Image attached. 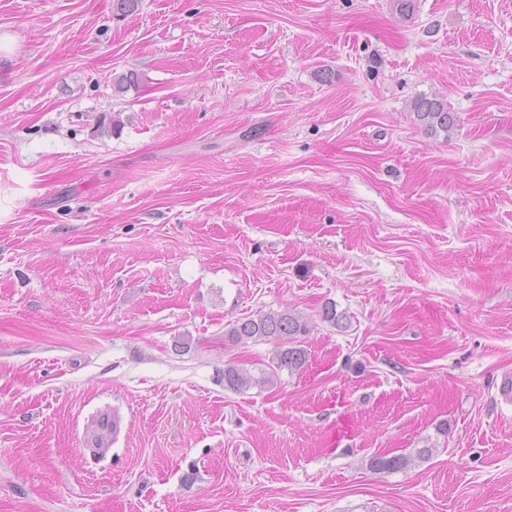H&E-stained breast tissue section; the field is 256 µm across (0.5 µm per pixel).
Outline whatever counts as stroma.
Masks as SVG:
<instances>
[{
    "mask_svg": "<svg viewBox=\"0 0 512 512\" xmlns=\"http://www.w3.org/2000/svg\"><path fill=\"white\" fill-rule=\"evenodd\" d=\"M414 4L0 0V512H512V0ZM417 120L427 132L436 133L437 129L448 132L454 125L452 112L443 100L438 98H420L413 103ZM310 332V320L299 312L282 311L259 312L235 321L228 331L237 342H273L274 356L270 372H261L259 376L251 371L229 365L224 368V386L236 392H244L253 387L272 384L278 371L289 373L299 371L307 362V352L297 346L299 336Z\"/></svg>",
    "mask_w": 512,
    "mask_h": 512,
    "instance_id": "35a3bbf8",
    "label": "stroma"
}]
</instances>
